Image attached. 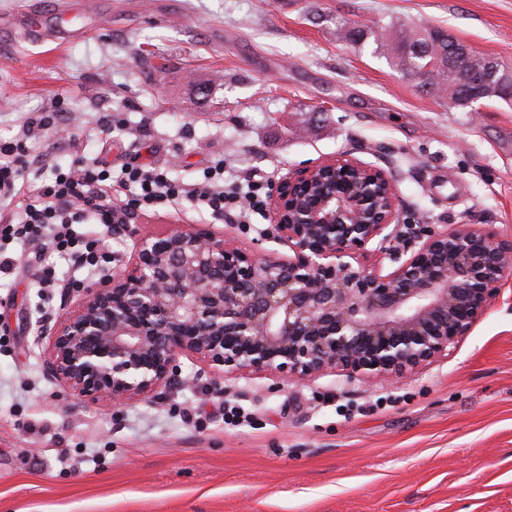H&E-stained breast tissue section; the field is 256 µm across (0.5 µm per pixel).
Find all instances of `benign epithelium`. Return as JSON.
<instances>
[{
	"label": "benign epithelium",
	"instance_id": "obj_1",
	"mask_svg": "<svg viewBox=\"0 0 512 512\" xmlns=\"http://www.w3.org/2000/svg\"><path fill=\"white\" fill-rule=\"evenodd\" d=\"M472 55L464 45L448 59L471 100L511 99L495 63L470 68ZM268 216L293 257L248 254L195 228L140 241L123 270L75 290L63 319L38 326L47 374L114 405L188 385L181 358L191 355L286 381L328 370L399 379L448 355L512 273V239L474 224L402 231L392 175L346 155L289 174ZM391 225L393 249L383 235ZM379 235L397 264L386 275L353 266Z\"/></svg>",
	"mask_w": 512,
	"mask_h": 512
}]
</instances>
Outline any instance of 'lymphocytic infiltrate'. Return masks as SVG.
Masks as SVG:
<instances>
[{"instance_id":"f902f5d3","label":"lymphocytic infiltrate","mask_w":512,"mask_h":512,"mask_svg":"<svg viewBox=\"0 0 512 512\" xmlns=\"http://www.w3.org/2000/svg\"><path fill=\"white\" fill-rule=\"evenodd\" d=\"M53 124L50 115L33 118L24 124L20 135L0 141L1 274L16 268L15 257L7 253L8 244L14 241L35 245L31 262L36 267V285L52 288L57 277L46 263V255L67 256L91 273L110 263V256L101 251L98 239L86 232V225L126 224L137 211L180 200L218 221L223 220L225 209H237L243 219L262 205L260 184L225 183L220 162L210 166L201 181L185 185L164 171L145 167L123 168L116 179L106 162L83 155L64 167L51 165L50 181L36 195L25 196L26 173L31 166L28 142ZM116 185L127 190L119 206L112 200Z\"/></svg>"}]
</instances>
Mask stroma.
<instances>
[{"label": "stroma", "mask_w": 512, "mask_h": 512, "mask_svg": "<svg viewBox=\"0 0 512 512\" xmlns=\"http://www.w3.org/2000/svg\"><path fill=\"white\" fill-rule=\"evenodd\" d=\"M0 0V19L63 11L69 36L0 30V140L64 105L34 154L166 169L183 184L223 162L278 185L345 154L393 174L403 224H474L512 239V102L463 111L417 86L375 42L390 21L440 27L512 69V0ZM370 27L341 39V22ZM211 87L210 95L198 91ZM116 128L101 140L95 121ZM142 238L196 227L288 259L267 215L220 223L174 205ZM0 277V512H512V275L447 357L400 380L269 372L121 405L71 395L32 325L75 304Z\"/></svg>", "instance_id": "35a3bbf8"}]
</instances>
